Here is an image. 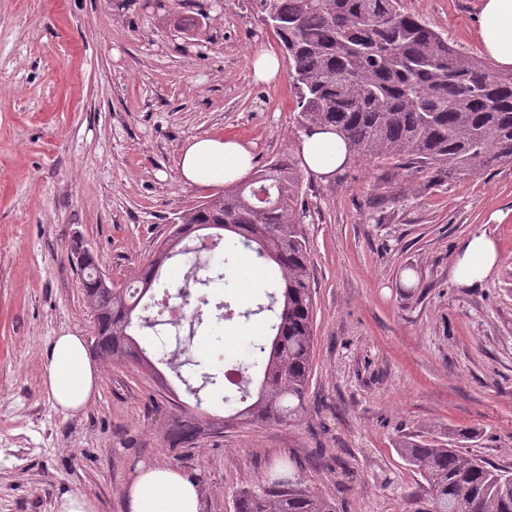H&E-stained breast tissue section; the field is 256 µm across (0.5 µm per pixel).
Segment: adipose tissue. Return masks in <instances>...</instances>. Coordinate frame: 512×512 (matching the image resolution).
I'll use <instances>...</instances> for the list:
<instances>
[{
    "mask_svg": "<svg viewBox=\"0 0 512 512\" xmlns=\"http://www.w3.org/2000/svg\"><path fill=\"white\" fill-rule=\"evenodd\" d=\"M475 35L501 68L512 69V0H481ZM301 166L327 179L348 160L343 138L331 130L303 135L298 145ZM184 178L201 187L242 179L251 168V153L240 141L226 137H194L180 160ZM499 262L496 240L484 232L462 238L452 267L453 280L470 288L487 280ZM100 381L82 337L70 332L54 338L45 355L43 382L54 405L75 414L91 400ZM129 512H203V492L196 478L165 463L140 466L125 490Z\"/></svg>",
    "mask_w": 512,
    "mask_h": 512,
    "instance_id": "ef3b65f1",
    "label": "adipose tissue"
}]
</instances>
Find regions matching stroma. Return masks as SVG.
<instances>
[{
	"mask_svg": "<svg viewBox=\"0 0 512 512\" xmlns=\"http://www.w3.org/2000/svg\"><path fill=\"white\" fill-rule=\"evenodd\" d=\"M464 54L480 0H402ZM279 52L254 0H0V512H54L62 493L125 512L138 465L191 473L204 512L294 470L337 512H426L427 486L402 438L446 442L512 468V164L446 178L358 158L322 182L303 175L315 290L303 410L285 423L204 433L171 447L166 387L129 361L100 363L93 402L70 415L43 386L44 352L94 315L66 247L81 234L124 286L205 187L184 181L198 135L234 137L263 166L302 133L289 71L255 83L249 58ZM495 238L499 264L458 286V241ZM238 315H205L189 354L203 372L253 363L241 313L264 291L218 289ZM208 337L201 346L200 337Z\"/></svg>",
	"mask_w": 512,
	"mask_h": 512,
	"instance_id": "obj_1",
	"label": "stroma"
}]
</instances>
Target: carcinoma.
Here are the masks:
<instances>
[{"label": "carcinoma", "instance_id": "obj_1", "mask_svg": "<svg viewBox=\"0 0 512 512\" xmlns=\"http://www.w3.org/2000/svg\"><path fill=\"white\" fill-rule=\"evenodd\" d=\"M263 23L287 55L297 99L298 127L305 133L332 127L352 156L369 161H415L446 177L472 176L512 163V71H501L486 57L462 54L426 21L403 9L401 0H257ZM298 161L284 154L256 168L251 178L203 197L177 217L162 246V260L150 259L135 280L102 288L95 274L97 258L87 253L78 266L89 301L97 311L93 348L105 361L130 360L157 371L150 343L133 335V313L158 282L167 261L191 250L184 241L202 231L224 239V266L240 249L261 264L274 266L269 304L242 312L244 318L273 313L268 336L255 345L260 368L256 393L251 380L239 386L244 407L206 422L218 431L242 424L295 418L304 407L314 348V296L304 233L307 211L301 203ZM209 264L193 260L177 297L192 296L189 283L208 288L225 274L202 276ZM216 319L230 320L231 306L214 304L209 294L196 296V319L209 308ZM177 347L161 358L179 380L181 369L198 362ZM191 387L196 409L200 391L219 386L220 375L201 373ZM201 423L181 409L169 430L172 448L195 440ZM401 457L427 484L428 512H512V471L444 444L405 438ZM234 512H336L293 474L276 473L266 485L244 489Z\"/></svg>", "mask_w": 512, "mask_h": 512}]
</instances>
